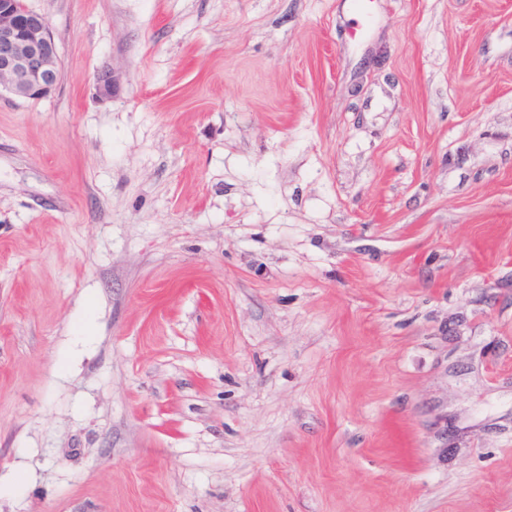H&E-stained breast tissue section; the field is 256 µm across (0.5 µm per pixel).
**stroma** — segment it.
Wrapping results in <instances>:
<instances>
[{
	"mask_svg": "<svg viewBox=\"0 0 512 512\" xmlns=\"http://www.w3.org/2000/svg\"><path fill=\"white\" fill-rule=\"evenodd\" d=\"M24 2L0 512H512V0ZM59 77L58 46L46 17L23 0H0V97L47 98Z\"/></svg>",
	"mask_w": 512,
	"mask_h": 512,
	"instance_id": "stroma-1",
	"label": "stroma"
}]
</instances>
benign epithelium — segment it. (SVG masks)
Wrapping results in <instances>:
<instances>
[{"mask_svg":"<svg viewBox=\"0 0 512 512\" xmlns=\"http://www.w3.org/2000/svg\"><path fill=\"white\" fill-rule=\"evenodd\" d=\"M60 56L46 17L24 0H0V97L38 100L59 84ZM115 89L112 71L96 80V96L107 101Z\"/></svg>","mask_w":512,"mask_h":512,"instance_id":"benign-epithelium-1","label":"benign epithelium"}]
</instances>
